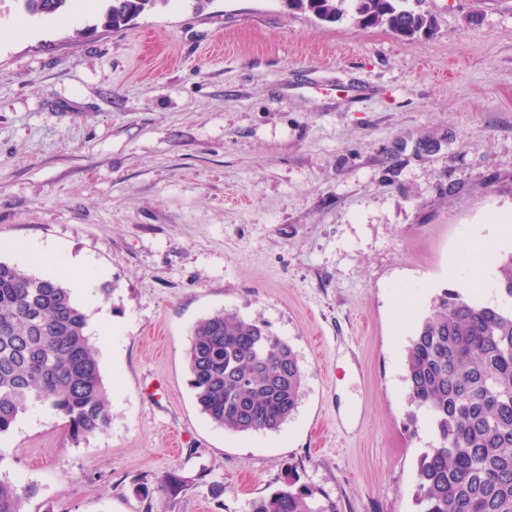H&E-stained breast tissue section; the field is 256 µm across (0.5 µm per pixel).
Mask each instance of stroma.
Instances as JSON below:
<instances>
[{
    "label": "stroma",
    "instance_id": "35a3bbf8",
    "mask_svg": "<svg viewBox=\"0 0 512 512\" xmlns=\"http://www.w3.org/2000/svg\"><path fill=\"white\" fill-rule=\"evenodd\" d=\"M412 41L283 0H168L15 31L0 0V260L101 276L88 334L110 427L72 442L35 406L0 437L25 512H248L287 477L339 512H417L404 351L433 296L497 299L473 231L512 225V0H424ZM261 317L305 378L275 432L216 427L193 325ZM179 433V448L168 446ZM178 471L172 502L134 489ZM224 494L213 499L209 487ZM168 0H103V26L112 29H121L140 16L142 13L154 9L159 3Z\"/></svg>",
    "mask_w": 512,
    "mask_h": 512
}]
</instances>
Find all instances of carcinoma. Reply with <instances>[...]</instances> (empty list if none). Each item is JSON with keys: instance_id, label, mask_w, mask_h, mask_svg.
Masks as SVG:
<instances>
[{"instance_id": "carcinoma-1", "label": "carcinoma", "mask_w": 512, "mask_h": 512, "mask_svg": "<svg viewBox=\"0 0 512 512\" xmlns=\"http://www.w3.org/2000/svg\"><path fill=\"white\" fill-rule=\"evenodd\" d=\"M32 17L65 12L71 0H19ZM103 26L120 29L167 0H103ZM326 23L350 14L364 27L385 26L407 40L429 34L422 0H285ZM500 302L456 289L436 295L405 353L408 428L422 422L434 443L414 472L418 512H512V255L499 266ZM88 315L60 278L38 277L0 260V435L29 406L66 419L78 441L111 423L99 351ZM189 385L201 411L233 433L279 430L296 411L304 374L287 340L260 319L224 309L202 317L185 351ZM189 480L171 471L135 487L150 499L175 498ZM32 484L0 478V512H25ZM249 512H338L313 503V491L290 477L250 502Z\"/></svg>"}]
</instances>
